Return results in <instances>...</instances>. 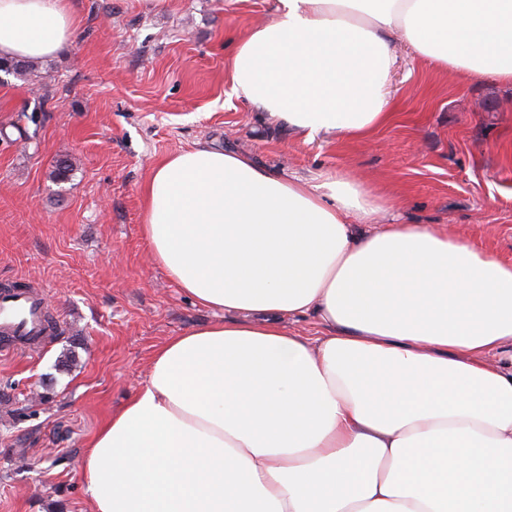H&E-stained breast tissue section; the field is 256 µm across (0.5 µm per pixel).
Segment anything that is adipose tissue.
Listing matches in <instances>:
<instances>
[{
    "label": "adipose tissue",
    "mask_w": 512,
    "mask_h": 512,
    "mask_svg": "<svg viewBox=\"0 0 512 512\" xmlns=\"http://www.w3.org/2000/svg\"><path fill=\"white\" fill-rule=\"evenodd\" d=\"M230 90L306 141L393 122L392 40L512 86V0H277ZM76 34L0 0V58ZM142 233L212 322L170 337L79 460L90 512H512V260L383 223L354 177L289 179L199 144L153 169ZM314 316L316 339L285 319Z\"/></svg>",
    "instance_id": "adipose-tissue-1"
}]
</instances>
